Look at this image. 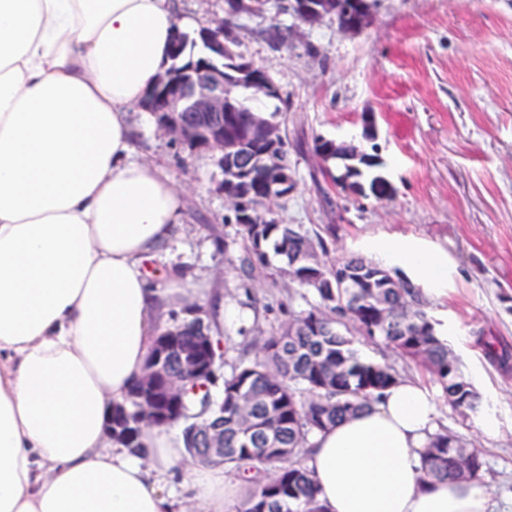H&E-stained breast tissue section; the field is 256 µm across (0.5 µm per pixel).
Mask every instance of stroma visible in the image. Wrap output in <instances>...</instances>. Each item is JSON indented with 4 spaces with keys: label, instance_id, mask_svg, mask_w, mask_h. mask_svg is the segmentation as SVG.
Listing matches in <instances>:
<instances>
[{
    "label": "stroma",
    "instance_id": "35a3bbf8",
    "mask_svg": "<svg viewBox=\"0 0 512 512\" xmlns=\"http://www.w3.org/2000/svg\"><path fill=\"white\" fill-rule=\"evenodd\" d=\"M292 30L274 48L272 23ZM238 48L266 67L283 105L278 111L297 187L278 214L309 232L337 227L332 256L370 255L374 245L410 241L448 269L446 293L430 311L448 336L480 396L462 418L439 401L441 426L484 456L482 479L492 494L512 497V363L487 359L482 339L512 349V0H378L363 32H343L327 19L309 26L294 17L241 16L231 31ZM374 113L372 141L382 163L374 173L389 199L334 187L312 151L315 137H361L363 113ZM133 157L162 167L178 189L184 220L153 260L152 286L165 304L156 320L179 309L178 289H197L224 303L226 362L306 310L297 288L266 272L240 281L217 244L240 254L238 227L217 189L211 153H187L157 128L152 113L133 108ZM184 276L172 277L173 269Z\"/></svg>",
    "mask_w": 512,
    "mask_h": 512
}]
</instances>
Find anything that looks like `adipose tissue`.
<instances>
[{"mask_svg":"<svg viewBox=\"0 0 512 512\" xmlns=\"http://www.w3.org/2000/svg\"><path fill=\"white\" fill-rule=\"evenodd\" d=\"M192 26L177 0H0V512H176L178 469L199 512H236L241 480L167 430L143 456L105 432L156 333L145 264L182 220L165 173L131 161L129 114ZM378 255L444 277L409 244ZM437 416L404 381L318 433L303 466L325 512H512L481 479L424 480Z\"/></svg>","mask_w":512,"mask_h":512,"instance_id":"obj_1","label":"adipose tissue"}]
</instances>
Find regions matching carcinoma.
I'll use <instances>...</instances> for the list:
<instances>
[{"instance_id":"obj_1","label":"carcinoma","mask_w":512,"mask_h":512,"mask_svg":"<svg viewBox=\"0 0 512 512\" xmlns=\"http://www.w3.org/2000/svg\"><path fill=\"white\" fill-rule=\"evenodd\" d=\"M303 0H225L224 22L203 28L198 37L182 34L184 50L171 53L169 69L177 76L202 64L224 67V165L219 167L224 192L245 199L247 209L266 217L249 224L238 215L235 223L243 242L238 270L249 277L256 269L272 267L314 301L300 315L282 323L265 337L262 358L251 357L250 346L237 349L230 369L221 372V333L213 330L209 312L190 309L193 316L170 314L159 326L146 358L148 380L139 377L130 386L123 406H112V440L135 453H145L141 429L147 425L181 428L186 453L207 463L208 443L197 425L211 419L224 427V457L215 461L247 474L251 484L239 512H323L317 489L302 467L311 438L363 407L379 400L401 374L386 363L359 357L356 338L381 342L399 356L419 363L440 384L453 411L468 418L478 412V396L465 376L460 360L441 340L427 311L421 288L398 270L359 255L327 260V238L336 237V226L326 235L310 234L300 224H285L273 207L288 200L296 182L284 186L259 164L266 149V132L279 129L275 115L257 112L249 102L263 95L262 87L274 85L268 71L237 50L230 37V19L243 14L276 13L302 18ZM224 45V56H213L212 44ZM201 51H196V47ZM313 152L322 162L321 172L330 182L347 189L349 182H363L381 165L379 156L354 141L318 137ZM195 363L200 371L190 373ZM182 384L177 409L170 407L172 382ZM222 382L221 396L213 387ZM149 401L154 412L140 413ZM423 472L430 479L470 478L482 473L485 461L477 449L446 431L429 438L422 456Z\"/></svg>"}]
</instances>
